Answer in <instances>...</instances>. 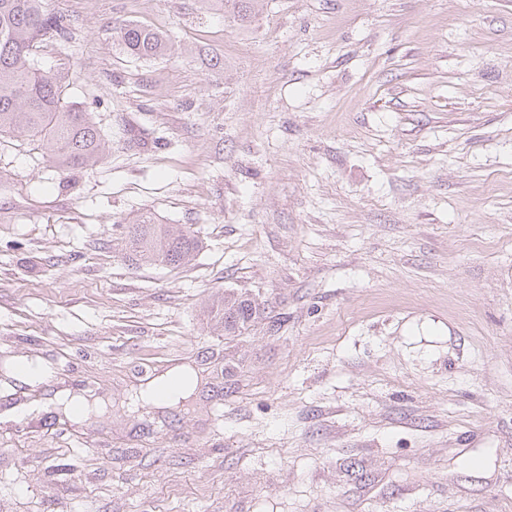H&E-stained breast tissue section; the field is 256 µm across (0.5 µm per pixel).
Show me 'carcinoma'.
I'll return each mask as SVG.
<instances>
[{
	"label": "carcinoma",
	"instance_id": "obj_1",
	"mask_svg": "<svg viewBox=\"0 0 512 512\" xmlns=\"http://www.w3.org/2000/svg\"><path fill=\"white\" fill-rule=\"evenodd\" d=\"M71 21L47 13L42 0H0V138L17 135L37 141L55 166L67 170L97 164L106 144L90 115L65 101L66 77L42 68L33 55L47 36L64 37ZM124 51L137 59L163 58L169 42L160 32L138 23L115 30ZM125 261L133 265L179 267L202 246L196 232L172 229L144 210L125 226ZM259 313L255 300L227 294L212 303L211 322L231 334L246 329Z\"/></svg>",
	"mask_w": 512,
	"mask_h": 512
}]
</instances>
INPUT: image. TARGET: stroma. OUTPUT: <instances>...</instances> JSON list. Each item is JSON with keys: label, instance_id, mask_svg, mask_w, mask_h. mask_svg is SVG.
<instances>
[{"label": "stroma", "instance_id": "35a3bbf8", "mask_svg": "<svg viewBox=\"0 0 512 512\" xmlns=\"http://www.w3.org/2000/svg\"><path fill=\"white\" fill-rule=\"evenodd\" d=\"M44 8L108 149L0 139V411L31 407L0 512H512V0ZM128 22L173 55L129 58ZM144 210L195 259L124 262ZM229 292L260 313L228 335ZM182 365L186 403L134 406ZM258 313L259 306L254 299L224 294V297L212 303L209 316L215 326L231 334L245 330Z\"/></svg>", "mask_w": 512, "mask_h": 512}]
</instances>
